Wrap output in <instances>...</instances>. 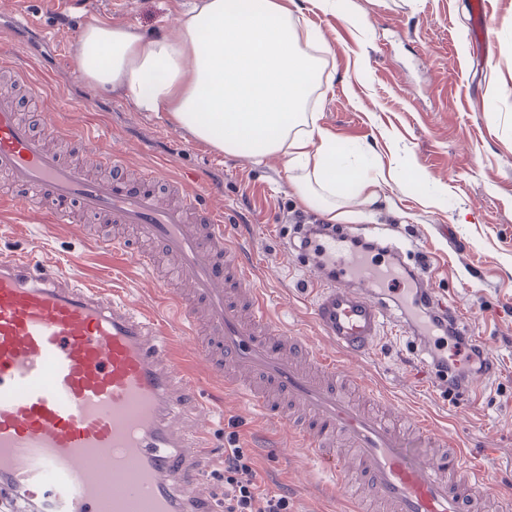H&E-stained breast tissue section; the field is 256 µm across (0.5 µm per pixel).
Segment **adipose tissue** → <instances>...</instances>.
<instances>
[{
    "label": "adipose tissue",
    "instance_id": "adipose-tissue-1",
    "mask_svg": "<svg viewBox=\"0 0 512 512\" xmlns=\"http://www.w3.org/2000/svg\"><path fill=\"white\" fill-rule=\"evenodd\" d=\"M297 0H195L179 35L93 20L73 55L85 82L121 94L216 151L285 157L299 200L336 221L349 195L375 203L383 169L349 175L335 137L309 107L323 60Z\"/></svg>",
    "mask_w": 512,
    "mask_h": 512
}]
</instances>
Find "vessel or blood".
<instances>
[{"label":"vessel or blood","instance_id":"obj_1","mask_svg":"<svg viewBox=\"0 0 512 512\" xmlns=\"http://www.w3.org/2000/svg\"><path fill=\"white\" fill-rule=\"evenodd\" d=\"M59 122L34 134L0 98V174L22 189L24 210L49 202L57 222L98 215L129 224L178 259L165 277L171 308L192 352L266 418L289 423L306 455L332 474V491L357 478L348 512H476L497 483L474 470L461 439L443 438L424 415L398 417L395 402L346 361L371 353L397 318L424 355L434 342L409 309L373 291L380 263L356 257L352 233L324 231L311 315L323 350L276 319L224 213L166 171L124 184L125 160L94 149L113 177L93 178L48 142L76 143ZM167 179L171 204L150 189ZM165 322L131 308L49 259L0 257V492L35 512H173L180 494L213 506L199 489L203 431L176 425L180 400H198Z\"/></svg>","mask_w":512,"mask_h":512}]
</instances>
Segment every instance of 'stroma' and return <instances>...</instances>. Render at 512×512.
<instances>
[{
  "label": "stroma",
  "instance_id": "stroma-1",
  "mask_svg": "<svg viewBox=\"0 0 512 512\" xmlns=\"http://www.w3.org/2000/svg\"><path fill=\"white\" fill-rule=\"evenodd\" d=\"M193 2L97 0L92 10L71 13L65 0H0V62L27 70L39 88L22 97L18 110L38 133L58 121L94 135L133 169L165 159L189 183L210 174L222 190L212 203L223 208L227 231L257 266L273 310L294 332L328 347L310 317V270L291 247L303 225L324 217L299 202L284 157L219 153L167 114L138 111L127 99L90 87L71 55L89 17L173 35ZM469 2L353 0L360 27L339 12L307 5L302 22L325 49L312 106L320 124L352 150L359 171L380 164L392 174L376 204L349 198L344 226H375L380 237L407 250L410 265L433 288V302L445 303L493 362L478 384V400L442 392L431 385L432 363L392 325L369 356L348 368L387 389L400 408L430 414L441 432L468 436L475 464L505 493L512 489V0H488L494 40L488 55L469 42ZM19 13L38 26L31 40L12 30ZM431 195L437 204L428 203ZM85 223L83 231L52 224L0 201V253L51 258L61 273L133 308L166 312V291L153 273L128 264L123 253L100 249L111 225L91 217ZM73 252L80 266L70 265ZM174 343L203 382L199 400L180 414L183 427L206 428L214 450L246 449L267 489L287 494L291 512H341L342 496L322 487L288 425L264 421L225 391L223 379L194 360L188 336L176 335Z\"/></svg>",
  "mask_w": 512,
  "mask_h": 512
}]
</instances>
